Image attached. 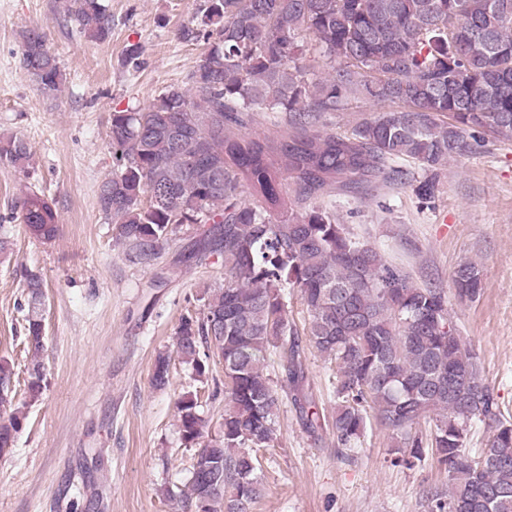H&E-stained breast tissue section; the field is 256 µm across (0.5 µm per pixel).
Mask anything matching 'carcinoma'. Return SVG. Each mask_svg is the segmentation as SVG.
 <instances>
[{"mask_svg":"<svg viewBox=\"0 0 512 512\" xmlns=\"http://www.w3.org/2000/svg\"><path fill=\"white\" fill-rule=\"evenodd\" d=\"M78 37L105 42V0H64ZM310 40H305V37ZM185 42L207 50L188 75L141 108L112 112L111 194L98 197L126 259L156 264L183 226L201 224L179 261H224V287L205 292L203 316L186 315L176 352L206 383L224 369L222 434L198 396L176 402L181 438L196 448L180 499L194 512H252L262 494L259 451L276 439L279 392L266 373L278 353L283 386L303 430H331L357 447L374 423L396 440L394 462L412 469L431 457L448 494L427 495L428 512H512V425L504 424L475 353L462 340L441 288L418 285L314 204L336 190L360 193L387 179L430 201L439 171L491 137L512 142V0H203ZM318 53L330 72L309 81L302 59ZM20 65L54 95L64 74L46 34L20 33ZM359 96L397 108L347 133L319 127L326 112ZM257 111L284 112L286 128L250 131ZM412 162L414 174L397 166ZM32 152L18 135L0 138V163L27 174ZM33 237L53 240L58 215L30 190L15 205ZM29 400L42 394L43 284L25 274ZM460 299L482 294L474 262L452 275ZM296 294L309 314L288 316ZM336 363V407L318 409L307 388L304 344ZM170 357L154 360L151 384L169 381ZM13 370L0 359V456L23 429ZM496 425L489 447H467L475 423Z\"/></svg>","mask_w":512,"mask_h":512,"instance_id":"cac0c4a2","label":"carcinoma"}]
</instances>
